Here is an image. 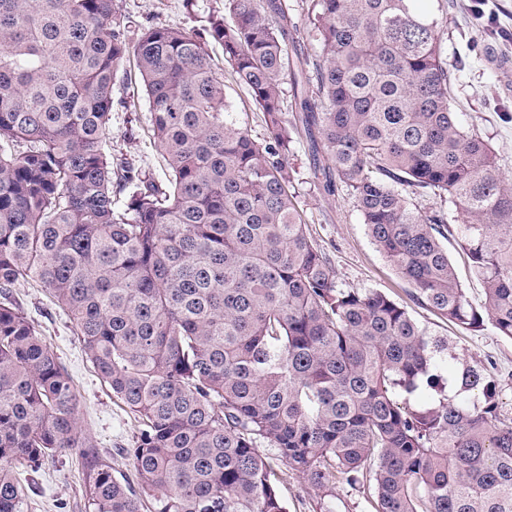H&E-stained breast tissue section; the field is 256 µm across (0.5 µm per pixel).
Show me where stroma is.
Returning <instances> with one entry per match:
<instances>
[{
	"instance_id": "1",
	"label": "stroma",
	"mask_w": 512,
	"mask_h": 512,
	"mask_svg": "<svg viewBox=\"0 0 512 512\" xmlns=\"http://www.w3.org/2000/svg\"><path fill=\"white\" fill-rule=\"evenodd\" d=\"M416 8L439 21L441 49L454 71L452 96L459 121L492 142L503 171L512 176V45L498 42L483 30L467 0H450L444 12L439 11L437 0H418ZM118 9L133 42L144 28L171 24L202 35L206 18L223 11L224 0H118ZM210 50L222 66L227 118L247 128L255 141L264 142L268 129L262 112L224 66L221 47L214 44ZM150 112L135 59L127 57L117 75L110 151L160 181L164 178L162 157L150 138ZM290 163L289 189L314 240L334 267L339 287L377 290L404 306L431 337L447 342L448 358L439 367L441 374L455 373L466 365L482 367L495 384L501 412L512 416V339L490 326L478 333L463 332L419 305L411 286L372 244L346 191L328 195L317 189L305 139L296 140ZM9 299L26 314L72 376L83 428L95 441L100 462L109 465L117 478L133 479L125 449L138 422L99 379L67 315L44 289L26 280L14 285ZM17 476L25 488L23 512H88V470L78 451L56 455L38 467H18ZM280 492L288 512H372L357 489L341 486L335 496L326 497L294 471L288 473Z\"/></svg>"
}]
</instances>
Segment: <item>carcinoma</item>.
I'll use <instances>...</instances> for the list:
<instances>
[{
  "mask_svg": "<svg viewBox=\"0 0 512 512\" xmlns=\"http://www.w3.org/2000/svg\"><path fill=\"white\" fill-rule=\"evenodd\" d=\"M414 2L308 0L319 54L298 58L290 119L288 0H224L209 35L263 143L225 117L208 43L143 30L159 184L107 151L129 53L117 0H0V290L44 288L139 422L136 484L91 461L89 512H287L263 443L325 496L368 485L375 512H512V417L483 369L445 392L447 342L388 295L339 287L289 191L292 145L313 132L323 190L344 187L416 301L512 339V178L458 121L438 20ZM431 194L455 208L479 306L448 212L415 203ZM429 390L438 402L411 403ZM94 447L59 358L0 303V512H22L13 465ZM445 209H448V221H449V229L450 234H448V242L446 245L448 246V254L457 261L460 271L463 287L467 289V295L469 299L474 303H480L482 295H481V287L477 281L471 279L467 269L464 267L463 262L458 254L457 249V225L452 220L454 219L452 216L454 214V207L450 203H442Z\"/></svg>",
  "mask_w": 512,
  "mask_h": 512,
  "instance_id": "1",
  "label": "carcinoma"
}]
</instances>
